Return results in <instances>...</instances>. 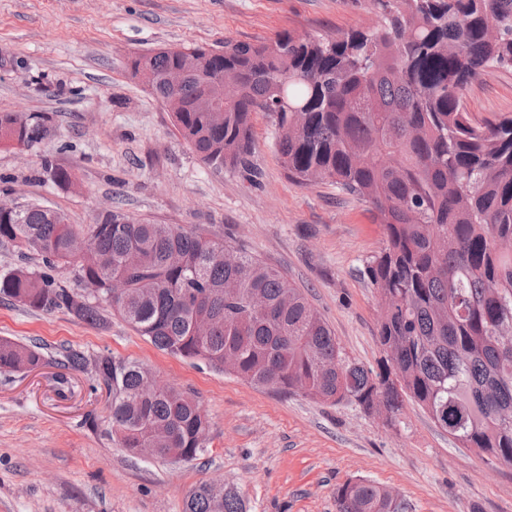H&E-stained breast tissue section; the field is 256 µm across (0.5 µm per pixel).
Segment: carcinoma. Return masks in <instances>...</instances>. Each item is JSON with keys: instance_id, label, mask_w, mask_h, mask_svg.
Wrapping results in <instances>:
<instances>
[{"instance_id": "carcinoma-1", "label": "carcinoma", "mask_w": 512, "mask_h": 512, "mask_svg": "<svg viewBox=\"0 0 512 512\" xmlns=\"http://www.w3.org/2000/svg\"><path fill=\"white\" fill-rule=\"evenodd\" d=\"M384 21L336 35L278 33L269 42H224L208 60L224 84L165 81L180 49L149 61L154 97L176 98L179 136L208 165L247 167L252 115L276 126V147L296 185L329 181L371 207L385 247L365 275L391 301L381 314L377 367L350 359L307 297L278 269L179 224L112 220L71 224L41 204L0 215V244L43 271L0 274V302L66 310L95 326L117 315L160 351L229 371L257 386L368 411L374 396L397 417L407 401L426 411L458 448L512 465V117L472 121L467 85L489 67L512 69V0H381ZM224 96V113L201 96ZM0 113V140L28 146L44 127ZM76 267L107 303L71 291L53 271ZM119 277L117 298L109 283ZM64 366L88 358L67 348ZM41 348L0 339V372L31 371ZM94 379L111 397L108 426L130 453L192 461L209 424L190 393L159 384L147 366L102 354ZM183 512H246L240 496L207 481ZM336 512H410L399 494L370 480L336 490Z\"/></svg>"}]
</instances>
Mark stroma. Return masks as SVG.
Masks as SVG:
<instances>
[{
  "mask_svg": "<svg viewBox=\"0 0 512 512\" xmlns=\"http://www.w3.org/2000/svg\"><path fill=\"white\" fill-rule=\"evenodd\" d=\"M381 17L378 0H0V112L39 117L47 130L27 148L0 144V201L57 207L73 224L109 209L205 227L281 270L344 351L376 365L379 295L363 270L384 235L367 204L326 182L288 181L263 112L252 169L204 164L129 62L161 47L326 35ZM464 104L478 123L511 116L512 69H486ZM56 167L75 185L55 182ZM1 337L54 361L0 372V512H183L201 481L237 490L247 512H336L337 487L357 478L398 490L412 512H512V465L456 447L418 406L391 427L350 403L280 394L165 354L118 317L99 328L1 302ZM66 346L144 363L192 393L209 421L205 452L176 463L130 455L108 432L110 400L92 370L57 365Z\"/></svg>",
  "mask_w": 512,
  "mask_h": 512,
  "instance_id": "1",
  "label": "stroma"
}]
</instances>
